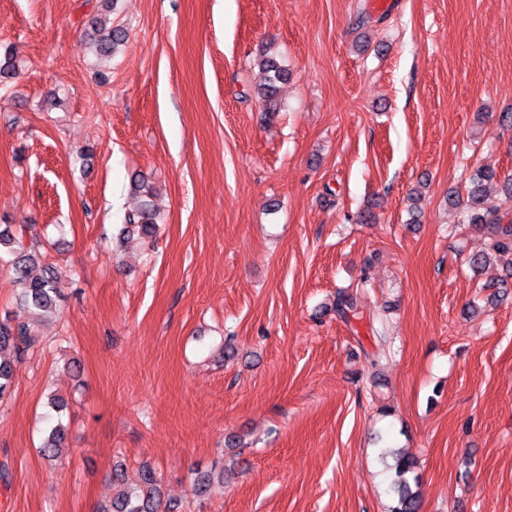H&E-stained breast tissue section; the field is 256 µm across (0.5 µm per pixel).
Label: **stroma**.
Instances as JSON below:
<instances>
[{"label":"stroma","instance_id":"35a3bbf8","mask_svg":"<svg viewBox=\"0 0 512 512\" xmlns=\"http://www.w3.org/2000/svg\"><path fill=\"white\" fill-rule=\"evenodd\" d=\"M104 9L0 0V230L71 274L37 322L0 259V320L40 340L0 404V512H97L145 463L177 512H387L383 444L420 512H512V287L472 274L488 239L448 208L472 169L512 173V0H117L105 64ZM137 173L164 222L119 247ZM92 41L97 55L107 57L115 53L117 47L124 42L126 30L122 26L109 28H97V23L92 22ZM263 82L258 86V97L266 102V105L276 102L279 92V83H283L288 79V69H286L274 57L267 58L263 61ZM66 440V428L61 420L57 422L48 432L44 438L40 453L43 458L53 465L60 459L62 453V446Z\"/></svg>","mask_w":512,"mask_h":512}]
</instances>
